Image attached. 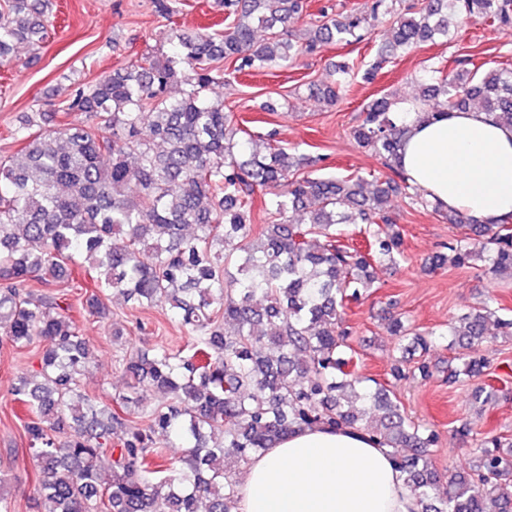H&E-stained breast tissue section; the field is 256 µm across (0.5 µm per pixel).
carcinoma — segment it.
Segmentation results:
<instances>
[{"instance_id": "1", "label": "carcinoma", "mask_w": 512, "mask_h": 512, "mask_svg": "<svg viewBox=\"0 0 512 512\" xmlns=\"http://www.w3.org/2000/svg\"><path fill=\"white\" fill-rule=\"evenodd\" d=\"M48 4L0 0L1 64L14 61L17 44L48 41ZM223 4L224 28L171 29L174 53L164 61L143 57L79 83L56 112L10 130L20 148L0 159V343L49 341L38 369L11 386L30 412L23 429L39 471L38 512H231L237 485L227 464L324 423L412 449L394 458L422 512H512V441L476 440L473 470L442 477L429 462L436 430L408 419L384 385L372 391L346 370L345 305L373 287L375 264L402 255L388 207L408 187L395 165L407 131L399 100L374 99L352 129L392 172L366 196L358 175L316 176L314 157L272 138L240 141L224 103L207 94L224 82L226 62L235 73L286 67L322 43L361 40L391 14L389 0H366L346 16L324 11L302 37L290 24L307 12L305 0ZM450 11L458 27L512 26V0H423L393 17L395 46L448 34ZM178 81L190 90L172 98ZM412 103L432 116L477 109L512 127V71L440 74L420 82ZM259 195L267 222L257 231ZM299 208L305 222L288 223ZM448 222L464 233L437 264L460 268L478 255L492 274L512 271V221L472 224L450 212ZM345 224L365 225V246L346 240ZM231 240L235 257L224 254ZM72 267L96 273L94 290L73 303L49 291ZM111 293L141 311L169 307L192 342L129 354L130 382L107 402L84 388L92 351L72 312L106 318ZM491 320L512 336V318L488 307L457 316L449 335L469 346ZM386 331L412 337L415 349L431 342L398 317ZM484 368L465 355L448 381ZM153 390L167 400L147 410ZM170 447L181 449L178 460Z\"/></svg>"}]
</instances>
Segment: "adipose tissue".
<instances>
[{
	"label": "adipose tissue",
	"mask_w": 512,
	"mask_h": 512,
	"mask_svg": "<svg viewBox=\"0 0 512 512\" xmlns=\"http://www.w3.org/2000/svg\"><path fill=\"white\" fill-rule=\"evenodd\" d=\"M397 164L410 184L477 224L512 217V127L467 110L409 120ZM388 448L368 433L317 425L253 455L234 512H420Z\"/></svg>",
	"instance_id": "obj_1"
}]
</instances>
